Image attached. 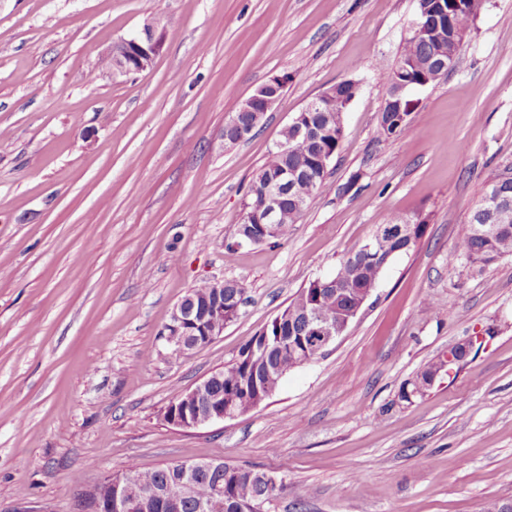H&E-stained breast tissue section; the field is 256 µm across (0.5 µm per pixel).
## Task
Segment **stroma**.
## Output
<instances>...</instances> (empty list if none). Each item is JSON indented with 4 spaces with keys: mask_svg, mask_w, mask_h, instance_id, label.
<instances>
[{
    "mask_svg": "<svg viewBox=\"0 0 512 512\" xmlns=\"http://www.w3.org/2000/svg\"><path fill=\"white\" fill-rule=\"evenodd\" d=\"M417 0H0V512H78L81 486L174 461L283 477L270 512H480L512 503V258L450 263L512 169V0H479L458 63L386 138L378 75ZM164 27L151 67L105 56ZM290 82L249 140L224 122ZM346 79L342 148L287 241L238 245L252 179L295 112ZM427 220L325 356L236 417L164 419L389 214ZM246 302L210 344L162 335L204 281ZM484 336L457 372L403 383Z\"/></svg>",
    "mask_w": 512,
    "mask_h": 512,
    "instance_id": "35a3bbf8",
    "label": "stroma"
}]
</instances>
